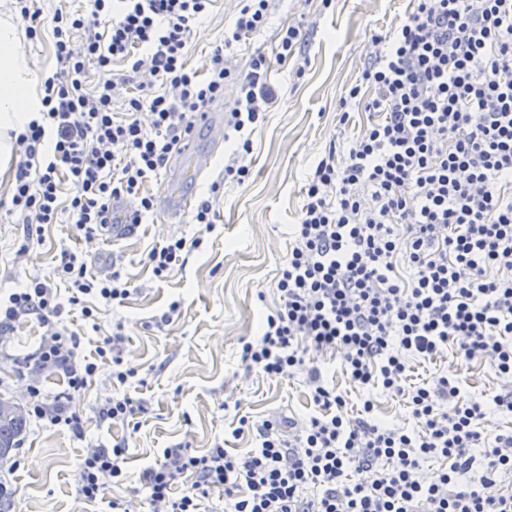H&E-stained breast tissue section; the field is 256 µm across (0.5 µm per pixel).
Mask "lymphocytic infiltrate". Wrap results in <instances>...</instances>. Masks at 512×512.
<instances>
[{
	"mask_svg": "<svg viewBox=\"0 0 512 512\" xmlns=\"http://www.w3.org/2000/svg\"><path fill=\"white\" fill-rule=\"evenodd\" d=\"M18 3L26 36L48 33L56 61L39 85L43 120L18 137L9 212L25 231L43 232L64 215L94 239L120 197L137 200L132 221L142 223L153 208L144 183L165 170L193 115L230 80L237 143L223 177L245 182L249 134L277 100L271 68L295 57L300 28L282 27L274 55L254 52L241 69L225 49L265 25L270 0H239L204 75L189 68L187 46L214 0H89L85 12L49 16ZM121 61L137 95L122 96L125 81L110 71ZM366 87L374 91L370 120L316 163L290 227L279 306L242 347L247 372L303 375L320 415L289 435L279 421L262 420L242 457L220 442L200 455L164 449L140 476L153 512H512V434L482 429L486 416L512 414V391L465 398L445 375L404 388L414 362L450 349L512 379V0H411L398 27L372 36L348 99ZM56 275L54 284L29 279L0 302V334L35 317L45 341L33 357L62 369L70 389H84L102 363L126 382L119 337L103 336L91 362L58 325L66 309L91 320L99 307L123 302L127 284L116 272L90 274L66 247ZM61 284L70 292L64 303ZM324 359L339 361L348 390L324 381ZM376 389L409 394L422 431L377 421ZM353 394L362 407L343 418ZM29 395L31 417L83 437L82 415L62 399L36 386ZM126 453L121 442L89 449L79 498L95 501L123 481ZM431 461L439 467L427 480ZM217 490L224 503L214 501Z\"/></svg>",
	"mask_w": 512,
	"mask_h": 512,
	"instance_id": "f902f5d3",
	"label": "lymphocytic infiltrate"
}]
</instances>
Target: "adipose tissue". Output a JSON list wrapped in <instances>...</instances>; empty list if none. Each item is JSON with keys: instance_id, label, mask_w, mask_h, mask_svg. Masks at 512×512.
I'll list each match as a JSON object with an SVG mask.
<instances>
[{"instance_id": "adipose-tissue-1", "label": "adipose tissue", "mask_w": 512, "mask_h": 512, "mask_svg": "<svg viewBox=\"0 0 512 512\" xmlns=\"http://www.w3.org/2000/svg\"><path fill=\"white\" fill-rule=\"evenodd\" d=\"M24 37L15 0H0V177L13 173L16 136L39 119L42 110L35 91L39 76L18 49Z\"/></svg>"}]
</instances>
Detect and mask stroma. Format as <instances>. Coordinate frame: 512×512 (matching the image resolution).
Listing matches in <instances>:
<instances>
[{"mask_svg":"<svg viewBox=\"0 0 512 512\" xmlns=\"http://www.w3.org/2000/svg\"><path fill=\"white\" fill-rule=\"evenodd\" d=\"M237 11V0H216L194 25L190 68L206 72ZM409 11V0H333L327 9L321 0H272L266 25L234 45V61L242 66L252 53L270 52L282 25L296 21L307 58L305 72L298 77L290 68L274 67L277 101L252 134L248 180L222 183L213 201L220 214L216 230L203 237L200 249L183 253L181 263L164 276L154 274L147 254L152 247L199 236L191 216L168 223L148 215L118 241L100 236L89 242L72 224L63 223L46 226L42 241L28 242L22 225L0 223V296L32 275L51 277L64 246L85 258L89 272H120L132 289L123 305L102 312L100 330L78 318L66 322L90 361L103 336H121L120 356L131 372L126 383L113 380L103 363L87 387L73 393L62 370L34 363L20 368L0 359V397L26 403L30 386L36 385L48 397L68 396L69 407L85 420L81 439L29 424L10 452L19 465L4 475L14 490L10 512H111L109 503L115 498L130 512H151L139 477L164 449L181 445L200 454L221 441L230 453L243 455L254 440L249 433L235 436L241 417L301 424L316 414L303 376L245 373L241 340L258 336L279 304L277 273L315 162L330 141H345L367 122L363 107L354 104L348 127L339 126L337 114L341 98L367 62L372 34L395 28ZM24 243L29 246L25 253L19 250ZM175 301L178 313L171 323H161ZM442 375L461 380L463 392L473 395L506 387L488 365H460L451 351L415 364L411 382L418 385ZM112 396L129 397L144 410L123 423L99 421L96 405ZM118 441L128 446L124 482L106 490L102 500H80L78 467L87 448Z\"/></svg>","mask_w":512,"mask_h":512,"instance_id":"35a3bbf8","label":"stroma"}]
</instances>
